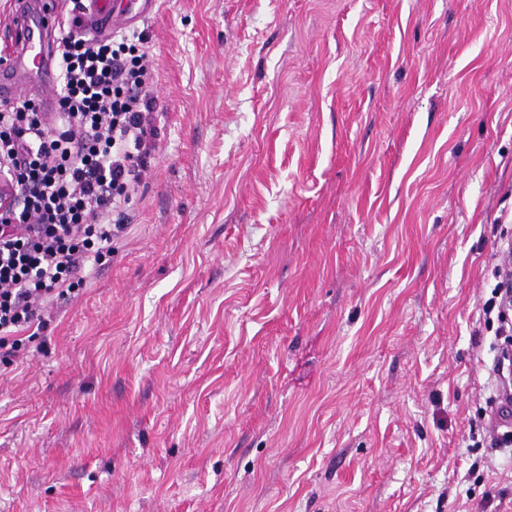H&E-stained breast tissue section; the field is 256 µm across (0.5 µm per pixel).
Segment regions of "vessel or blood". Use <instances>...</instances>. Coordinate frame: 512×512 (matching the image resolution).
Here are the masks:
<instances>
[{"label":"vessel or blood","mask_w":512,"mask_h":512,"mask_svg":"<svg viewBox=\"0 0 512 512\" xmlns=\"http://www.w3.org/2000/svg\"><path fill=\"white\" fill-rule=\"evenodd\" d=\"M63 0H40L37 14L18 13L0 29V66L12 69L22 66L40 83L45 111L56 109L53 90L57 84L53 30L61 16ZM87 29L107 34L129 26L149 14L158 0H88Z\"/></svg>","instance_id":"b4317fda"}]
</instances>
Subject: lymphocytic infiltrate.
I'll return each instance as SVG.
<instances>
[{
	"label": "lymphocytic infiltrate",
	"mask_w": 512,
	"mask_h": 512,
	"mask_svg": "<svg viewBox=\"0 0 512 512\" xmlns=\"http://www.w3.org/2000/svg\"><path fill=\"white\" fill-rule=\"evenodd\" d=\"M83 0H71L56 40L55 116L31 99L0 105V174L12 187L0 214V362L18 336H39L54 300L82 290L112 254L137 187L149 175L157 136L148 37L132 29L75 38ZM482 304L485 324L512 310V240L504 239Z\"/></svg>",
	"instance_id": "1"
}]
</instances>
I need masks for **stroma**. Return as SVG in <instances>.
Wrapping results in <instances>:
<instances>
[{"instance_id": "stroma-1", "label": "stroma", "mask_w": 512, "mask_h": 512, "mask_svg": "<svg viewBox=\"0 0 512 512\" xmlns=\"http://www.w3.org/2000/svg\"><path fill=\"white\" fill-rule=\"evenodd\" d=\"M151 176L0 364V512H512L480 318L512 0H159Z\"/></svg>"}]
</instances>
